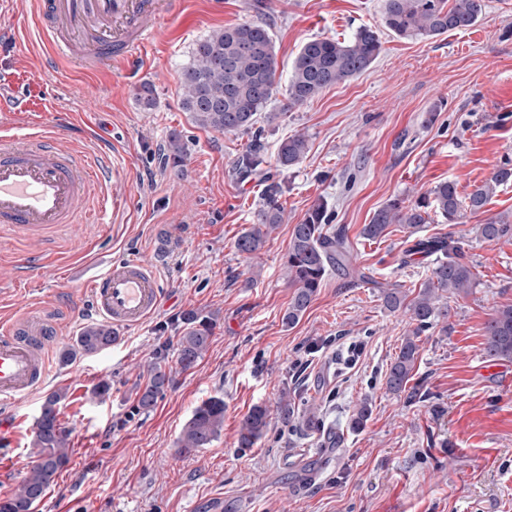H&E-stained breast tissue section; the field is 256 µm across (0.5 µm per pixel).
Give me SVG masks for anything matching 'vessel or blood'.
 Segmentation results:
<instances>
[{
    "instance_id": "b4317fda",
    "label": "vessel or blood",
    "mask_w": 512,
    "mask_h": 512,
    "mask_svg": "<svg viewBox=\"0 0 512 512\" xmlns=\"http://www.w3.org/2000/svg\"><path fill=\"white\" fill-rule=\"evenodd\" d=\"M187 0H36L43 32L42 55L95 71L127 68L135 52L160 37L164 22ZM112 175L106 157L62 146L56 133L41 131L18 142L0 137V238L48 243L58 229L83 223L92 189ZM152 264L139 259L113 263L89 284L92 304L113 328L141 324L159 304ZM59 329L27 316L0 320V403L39 390Z\"/></svg>"
}]
</instances>
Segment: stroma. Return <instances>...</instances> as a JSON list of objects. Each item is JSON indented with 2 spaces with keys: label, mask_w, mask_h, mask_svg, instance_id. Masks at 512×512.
Segmentation results:
<instances>
[{
  "label": "stroma",
  "mask_w": 512,
  "mask_h": 512,
  "mask_svg": "<svg viewBox=\"0 0 512 512\" xmlns=\"http://www.w3.org/2000/svg\"><path fill=\"white\" fill-rule=\"evenodd\" d=\"M482 4L474 27L411 40L384 29V0H189L127 75L65 61L42 68L35 0H13L12 19L0 24L15 31L0 37V83L28 109L12 136L71 114L67 140L106 151L118 176L114 204L92 222L42 248L0 243V308L48 309L59 327L45 386L0 408V423L16 430L0 445V499L35 463L30 442L44 399L64 390L70 462L34 512H210L218 500L221 512H512V359L504 372L484 370V326L512 305V235L488 241L477 233L490 218L512 224V185L464 223L436 217L420 229L423 238L452 237L475 283L448 298L447 318L421 334L413 378L399 394L387 391L386 374L412 323L384 308L380 288L395 284L416 296L433 260L401 263L409 232L400 225L378 240L361 235L393 196L412 200L443 181L466 194L512 161V0ZM257 20L271 29L284 79L314 37L343 40L368 25L379 29L383 49L367 71L300 107L285 112L273 100L276 120H257L262 171L244 177L235 162L250 135L196 127L177 90L198 39ZM144 82L155 88L150 111L134 97ZM295 133L307 136L308 152L294 170H279L277 147ZM175 136L189 148L178 167L167 159ZM267 177L283 185L285 222L247 259L235 241L251 227ZM321 198L331 232L347 239L350 266L329 272L289 328L283 258L292 225ZM131 257L156 264L157 309L112 349L61 363V347L97 320L85 290L67 287V265L101 270ZM190 308L219 314L208 351L195 369L173 372L153 408L137 409L143 366L157 349L175 350L173 323ZM103 379L110 395L89 399ZM213 396L224 400L221 435L180 453L184 424ZM283 399L293 418L276 415ZM364 399L371 416L351 429ZM257 404L273 410L267 430L254 447H238L239 422ZM309 410L318 427L299 430L295 418ZM324 428L341 441L320 453ZM295 449L308 450L316 481L303 482V465L287 460Z\"/></svg>",
  "instance_id": "obj_1"
}]
</instances>
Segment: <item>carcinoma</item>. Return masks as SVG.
I'll list each match as a JSON object with an SVG mask.
<instances>
[{
    "mask_svg": "<svg viewBox=\"0 0 512 512\" xmlns=\"http://www.w3.org/2000/svg\"><path fill=\"white\" fill-rule=\"evenodd\" d=\"M482 12L481 0H385V27L402 38L428 40L468 29L475 25ZM382 43L377 30L359 27L348 40L312 38L298 51L292 72L285 85L286 103L292 109L319 96L325 89L348 81L367 70L380 55ZM277 56L270 28L262 22H244L215 30L195 42L190 62L183 67L179 81L182 109L191 114L203 129L225 133H249L257 116L266 112L277 94L279 80ZM307 139L294 134L282 140L276 154V164L283 171L297 167L307 153ZM264 146L256 135L236 163L243 176L261 171ZM262 204L255 212L252 227L236 240L237 251L247 257L259 252L266 238L284 222L285 209L280 202L279 183L265 179ZM512 183V162L497 167L492 176L461 196L457 184L444 181L418 195L413 201L395 197L377 209L361 235L370 240L381 238L392 224L417 232L437 215L448 224H460L469 214L480 212L500 186ZM331 213L324 200L308 210L304 218L293 225L288 252L284 257V274L294 288L282 322L294 326L307 311L333 269L348 268L349 251L344 237L328 233ZM479 234L495 240L512 234V224L490 219L479 225ZM412 250L426 254H441L418 295H407L396 286L384 287L381 297L390 311L404 310L415 327L408 334L394 358L386 376V387L393 393L406 390L419 356L417 338L435 318L448 315L437 307L443 294H467L474 282L469 264L462 261L460 248L445 238L418 239ZM217 315L194 308L181 315V332L176 360L180 369L190 370L207 351ZM485 350L489 357L512 359V306L499 308L484 327ZM116 340L112 326L92 323L83 328L74 343L60 353L63 363L78 356L103 351ZM170 377L159 361L147 366V379L138 391V406L151 409L159 395L169 385ZM67 392L52 393L43 402L31 440L37 464L23 482L7 498L8 507L0 512H33L34 506L46 495L56 477L70 461V431L59 419L60 405ZM270 408L253 406L242 418L238 432V447L251 448L264 435L270 419ZM224 427V399L211 397L193 410L178 439L179 450L190 453L207 448Z\"/></svg>",
    "mask_w": 512,
    "mask_h": 512,
    "instance_id": "1",
    "label": "carcinoma"
}]
</instances>
